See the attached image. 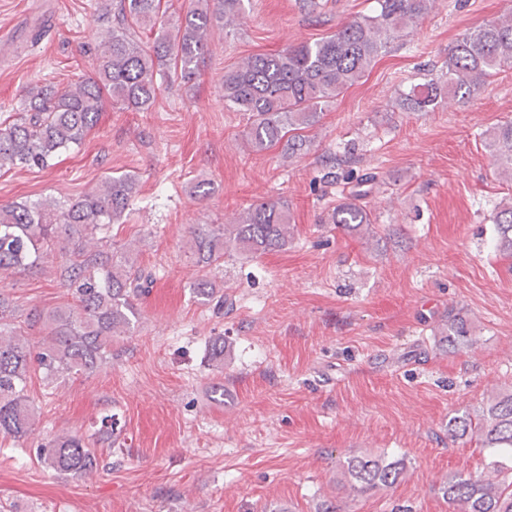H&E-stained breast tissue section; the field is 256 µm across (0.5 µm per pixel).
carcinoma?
Returning <instances> with one entry per match:
<instances>
[{
	"mask_svg": "<svg viewBox=\"0 0 512 512\" xmlns=\"http://www.w3.org/2000/svg\"><path fill=\"white\" fill-rule=\"evenodd\" d=\"M245 0H193L179 17L175 34L164 27L161 0H120L117 14L103 8L98 20L106 34L96 52L94 75L57 90L38 83L26 91L25 106L13 121L0 122V169H43L83 144L99 123L106 100L139 112L149 111L165 83H195L208 54V35L224 20L244 11ZM433 0H376L374 13L342 24L334 34L257 54L224 72V105L247 116L246 144L264 151L284 144L292 159L308 147L303 132L348 88L362 81L393 40L417 25ZM155 33L152 51L137 34ZM512 68V13L462 34L437 76L399 94L405 112H433L449 98H468L497 69ZM499 174L512 180V122L489 133ZM137 193L130 174L108 175L101 185L72 201L55 199L0 206V273L12 274L53 264L71 302L21 316L0 291V434L20 441L33 430L28 395L31 373L46 380L90 374L112 358V344L131 336L140 324L135 300L148 293L152 274L137 266L129 250L104 236L122 220ZM353 192L328 213L327 223L352 235L373 233L372 213ZM496 251L512 258V204L493 218ZM293 235L288 202L262 203L236 224H208L192 232L189 249L201 270L218 269L236 254L253 256L288 245ZM202 304L224 308L216 285L203 275L191 285ZM467 320L452 315L439 343H471ZM448 435L467 438L487 451L477 475L450 473L441 491L452 512H512V388L471 412L448 419ZM57 472L82 475L96 465L90 443L60 435L41 451ZM350 489L364 495L398 484L403 461L368 454L340 463Z\"/></svg>",
	"mask_w": 512,
	"mask_h": 512,
	"instance_id": "1",
	"label": "carcinoma"
}]
</instances>
